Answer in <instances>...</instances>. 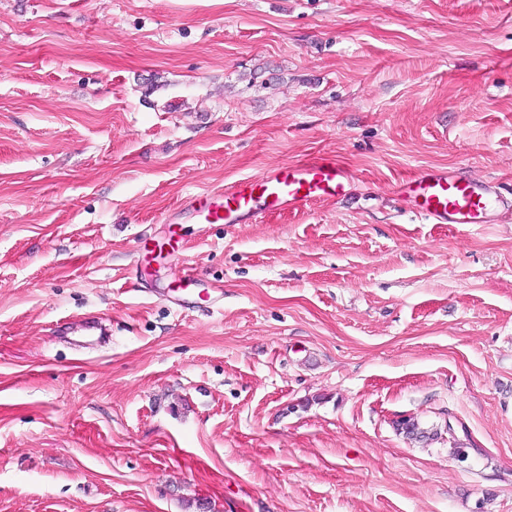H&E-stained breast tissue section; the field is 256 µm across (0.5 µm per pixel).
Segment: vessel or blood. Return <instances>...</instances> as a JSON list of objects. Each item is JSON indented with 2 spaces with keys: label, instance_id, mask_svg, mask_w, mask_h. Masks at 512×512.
Returning <instances> with one entry per match:
<instances>
[{
  "label": "vessel or blood",
  "instance_id": "obj_1",
  "mask_svg": "<svg viewBox=\"0 0 512 512\" xmlns=\"http://www.w3.org/2000/svg\"><path fill=\"white\" fill-rule=\"evenodd\" d=\"M353 181L351 172L322 157L203 191L189 198L187 205L201 224H250L273 211L297 212L344 197ZM402 193L415 212L438 224L512 222V197L503 196L495 182L475 181L454 169L428 171Z\"/></svg>",
  "mask_w": 512,
  "mask_h": 512
}]
</instances>
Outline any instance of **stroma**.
Returning <instances> with one entry per match:
<instances>
[{"label": "stroma", "mask_w": 512, "mask_h": 512, "mask_svg": "<svg viewBox=\"0 0 512 512\" xmlns=\"http://www.w3.org/2000/svg\"><path fill=\"white\" fill-rule=\"evenodd\" d=\"M323 154L347 197L181 207ZM448 167L512 194V0H0V512H512V222L397 194Z\"/></svg>", "instance_id": "35a3bbf8"}]
</instances>
